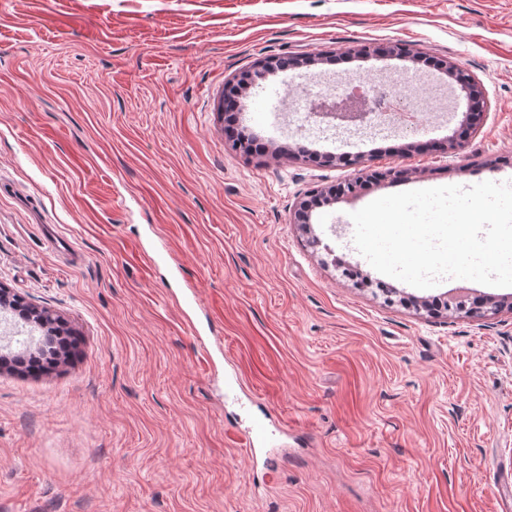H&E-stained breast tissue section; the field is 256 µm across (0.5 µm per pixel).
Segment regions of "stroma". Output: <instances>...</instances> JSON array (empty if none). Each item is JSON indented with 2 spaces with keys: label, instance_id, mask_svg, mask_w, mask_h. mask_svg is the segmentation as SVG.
<instances>
[{
  "label": "stroma",
  "instance_id": "35a3bbf8",
  "mask_svg": "<svg viewBox=\"0 0 512 512\" xmlns=\"http://www.w3.org/2000/svg\"><path fill=\"white\" fill-rule=\"evenodd\" d=\"M396 43L482 86L457 149L458 96L397 132L286 111L401 73ZM268 56L318 63L251 81L247 153L213 100ZM390 167L409 175L292 223L304 194ZM0 177V284L79 339L54 371L0 373V512H512V312L425 317L339 271L384 279L353 241L371 201L512 182V0H0ZM264 415L285 431L248 456Z\"/></svg>",
  "mask_w": 512,
  "mask_h": 512
}]
</instances>
